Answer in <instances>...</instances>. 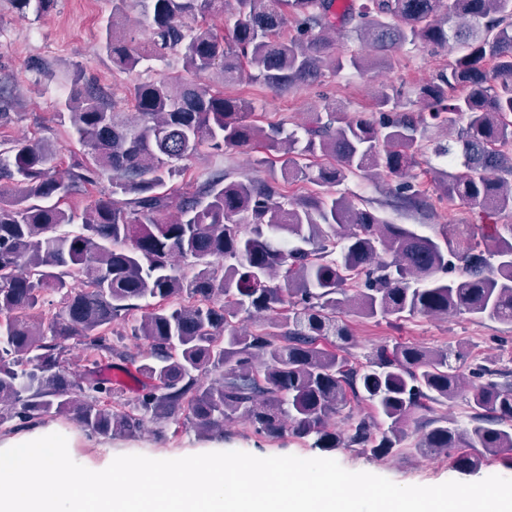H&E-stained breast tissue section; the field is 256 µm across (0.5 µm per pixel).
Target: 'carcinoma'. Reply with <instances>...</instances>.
Returning <instances> with one entry per match:
<instances>
[{
	"label": "carcinoma",
	"mask_w": 512,
	"mask_h": 512,
	"mask_svg": "<svg viewBox=\"0 0 512 512\" xmlns=\"http://www.w3.org/2000/svg\"><path fill=\"white\" fill-rule=\"evenodd\" d=\"M12 2L40 16L56 0ZM126 2L113 0L106 27L112 66L125 73L179 55L196 77L218 68L226 82L297 91L322 82L327 61L334 73L366 67L363 54L336 55L330 34L340 27L383 58L417 43L458 56L415 85L414 99L384 84L377 117L330 111L301 136L248 120L254 101L196 79L139 82L130 112L73 80L65 110L87 157H73L66 176L48 144L0 140V426L70 415L110 438L165 418L222 435L239 419L259 436L290 433L377 459L419 431L416 450L459 470L487 454L511 465L512 372L478 366L463 388L448 353L403 343L362 362L342 314L512 325V224H440L430 236L326 188L383 172L395 182L392 205L421 211L429 203L414 170L431 150L461 167L433 171L438 201L457 199L483 220L512 215V0H234L222 34L184 18L222 14L229 0H137L145 29L123 19ZM290 23L294 34L281 37ZM448 128L454 139L437 141L433 130ZM231 146L259 148L281 162L283 180L319 190L292 197L276 180L219 165L182 192L164 190L186 174L182 162ZM104 178L109 187L82 212L60 207ZM47 292L63 301L49 318ZM243 316L266 325L246 330ZM114 336L149 344L140 366L149 383L131 403L112 378L67 358L73 341L94 359H133ZM462 391L469 427L442 411Z\"/></svg>",
	"instance_id": "cac0c4a2"
}]
</instances>
